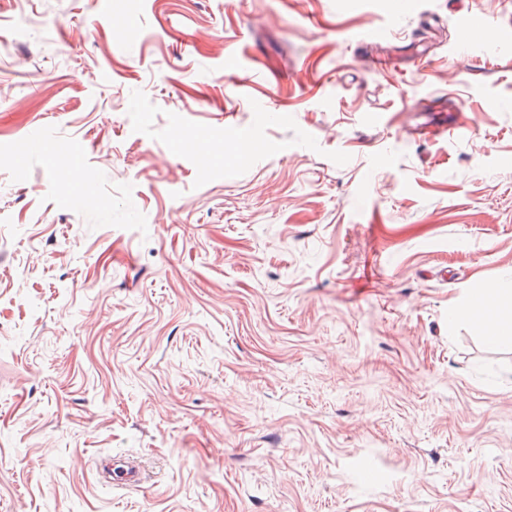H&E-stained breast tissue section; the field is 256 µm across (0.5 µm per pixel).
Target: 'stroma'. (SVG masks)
Wrapping results in <instances>:
<instances>
[{
    "label": "stroma",
    "instance_id": "35a3bbf8",
    "mask_svg": "<svg viewBox=\"0 0 512 512\" xmlns=\"http://www.w3.org/2000/svg\"><path fill=\"white\" fill-rule=\"evenodd\" d=\"M511 280L512 0H0V512H512ZM448 116H450L448 124L429 121L421 125V129L425 130L427 139H435L443 136L448 133L449 127L467 131L473 129V125L467 120L462 119L460 114L448 112ZM506 298H510L508 308L503 303ZM460 310L473 316L489 343L497 344L509 338L512 335V282L490 284L480 293L465 295L454 312ZM104 481L116 486H135L141 482L140 470L137 466L128 462L120 463L119 460L112 462V465L104 471Z\"/></svg>",
    "mask_w": 512,
    "mask_h": 512
}]
</instances>
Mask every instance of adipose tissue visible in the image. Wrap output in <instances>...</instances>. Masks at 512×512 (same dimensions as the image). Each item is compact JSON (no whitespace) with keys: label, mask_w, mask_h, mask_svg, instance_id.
<instances>
[{"label":"adipose tissue","mask_w":512,"mask_h":512,"mask_svg":"<svg viewBox=\"0 0 512 512\" xmlns=\"http://www.w3.org/2000/svg\"><path fill=\"white\" fill-rule=\"evenodd\" d=\"M509 298L512 299V282L495 283L482 292L465 295L457 307L473 316L486 340L496 344L512 337V306L505 304Z\"/></svg>","instance_id":"adipose-tissue-1"}]
</instances>
